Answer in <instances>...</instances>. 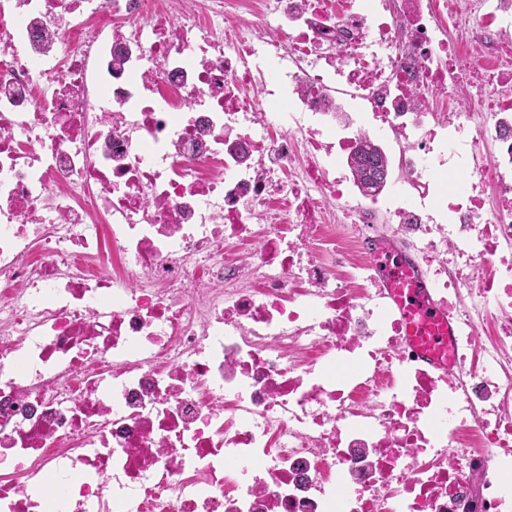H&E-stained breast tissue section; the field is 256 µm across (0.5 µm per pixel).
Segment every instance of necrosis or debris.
<instances>
[{
  "label": "necrosis or debris",
  "instance_id": "obj_1",
  "mask_svg": "<svg viewBox=\"0 0 512 512\" xmlns=\"http://www.w3.org/2000/svg\"><path fill=\"white\" fill-rule=\"evenodd\" d=\"M0 512H512V0H0ZM379 146L381 145L372 140H361L357 149L347 159L348 167L365 192L380 191L389 181L391 167L387 153L384 155ZM375 268L387 298L403 316L407 345L438 367L451 363L453 327L446 311L432 301L424 277L402 248L377 242Z\"/></svg>",
  "mask_w": 512,
  "mask_h": 512
}]
</instances>
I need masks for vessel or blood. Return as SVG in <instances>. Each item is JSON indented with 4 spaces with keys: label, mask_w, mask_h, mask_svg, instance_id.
I'll return each mask as SVG.
<instances>
[{
    "label": "vessel or blood",
    "mask_w": 512,
    "mask_h": 512,
    "mask_svg": "<svg viewBox=\"0 0 512 512\" xmlns=\"http://www.w3.org/2000/svg\"><path fill=\"white\" fill-rule=\"evenodd\" d=\"M374 259L389 300L403 316L407 344L430 363L448 367L452 320L432 301L421 271L406 251L393 244L376 243Z\"/></svg>",
    "instance_id": "b4317fda"
}]
</instances>
